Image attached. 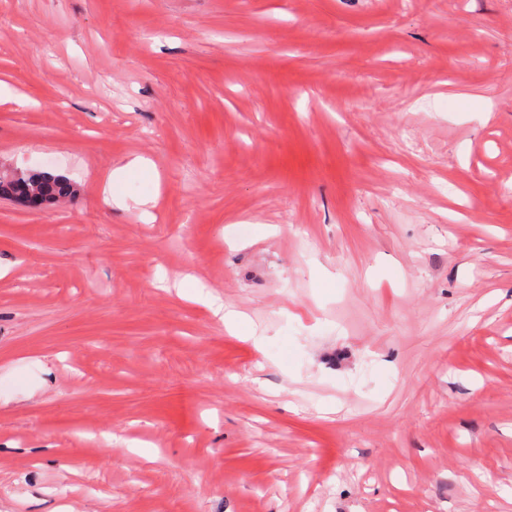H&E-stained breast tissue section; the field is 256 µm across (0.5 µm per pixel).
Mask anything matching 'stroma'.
<instances>
[{"label": "stroma", "mask_w": 512, "mask_h": 512, "mask_svg": "<svg viewBox=\"0 0 512 512\" xmlns=\"http://www.w3.org/2000/svg\"><path fill=\"white\" fill-rule=\"evenodd\" d=\"M0 82V512H512V0H0ZM46 174L50 173L22 171L21 174H12L7 182L0 176V194L3 188L6 197L17 199L34 194L38 190L39 194L47 199L56 201L75 195L72 183L65 176L43 178Z\"/></svg>", "instance_id": "obj_1"}]
</instances>
